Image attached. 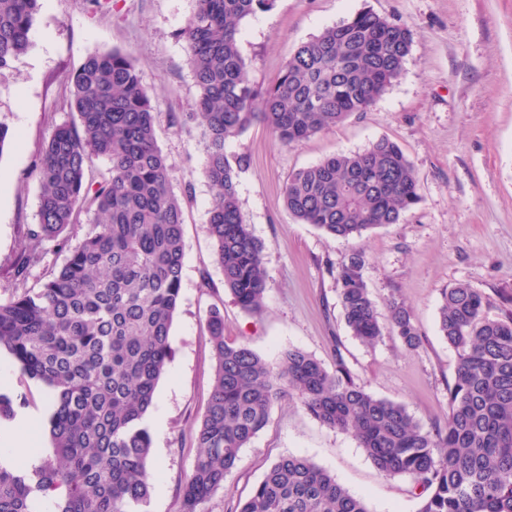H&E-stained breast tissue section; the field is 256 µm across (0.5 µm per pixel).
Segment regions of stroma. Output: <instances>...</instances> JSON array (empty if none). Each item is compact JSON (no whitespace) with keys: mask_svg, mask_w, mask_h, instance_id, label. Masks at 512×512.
Returning <instances> with one entry per match:
<instances>
[{"mask_svg":"<svg viewBox=\"0 0 512 512\" xmlns=\"http://www.w3.org/2000/svg\"><path fill=\"white\" fill-rule=\"evenodd\" d=\"M370 9L409 26L404 71L366 112L288 146L259 123L230 138L224 153L238 170L240 208L263 243L265 310L251 315L224 290L207 233L213 190L201 175L206 143L197 124L177 123L196 93L186 44L177 36L194 0H41L30 47L0 73V117L15 135L0 153V287L16 254L30 247L40 185V149L69 119L65 76L88 53L118 48L131 55L155 107L158 143L173 164L183 201L184 267L171 329L174 357L156 398L163 417L148 416L150 464L159 470L147 512H179L180 486L199 454L196 427L210 398L214 359L205 335L211 308L224 313L228 339L248 342L267 359L301 349L334 369L344 357L355 383L406 405L423 424H444L456 354L438 328L440 292L463 283L498 303L512 293V0H276L245 19L240 48L250 81L267 85L297 46L325 27ZM387 137L413 163L419 202L399 223L342 241L298 222L283 192L290 175L336 154ZM355 250L379 310L405 302L421 346L407 350L393 333L372 348L347 328L330 266ZM0 389L21 401L15 421L31 422L42 448L48 396L0 354ZM311 459L334 474L369 512H416L413 484L379 473L347 434L311 418L295 401L279 400L269 424L241 452L236 469L205 512H237L280 456Z\"/></svg>","mask_w":512,"mask_h":512,"instance_id":"stroma-1","label":"stroma"}]
</instances>
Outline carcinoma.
<instances>
[{
	"label": "carcinoma",
	"mask_w": 512,
	"mask_h": 512,
	"mask_svg": "<svg viewBox=\"0 0 512 512\" xmlns=\"http://www.w3.org/2000/svg\"><path fill=\"white\" fill-rule=\"evenodd\" d=\"M40 0H0V71L27 52ZM274 0H195L180 31L196 87L182 123L203 127L201 175L213 189L207 232L224 289L246 313L265 307L264 246L241 215L227 139L262 122L283 144L332 129L366 112L401 76L412 30L371 10L300 44L266 87L246 76L240 24ZM70 120L43 143L36 223L26 235L52 243L14 258L15 288L0 298V352L50 395L52 453L18 468L0 454V512H145L155 474L146 425L156 389L173 358L184 263V212L173 165L158 145L154 105L132 58L98 50L67 76ZM107 161L103 170L95 161ZM284 205L300 223L337 239L397 224L420 199L415 168L381 138L296 171ZM89 226L72 243L75 227ZM36 288L27 287L48 255ZM365 255L336 268L346 326L364 345L386 331L409 350L421 345L411 311L388 301V322L362 276ZM466 284L443 289L439 331L457 355L444 425L425 426L406 406L358 386L341 354L330 372L297 348L270 361L224 336L215 308L205 333L215 361L213 389L197 425L199 455L180 487V512L204 505L236 467L242 449L268 424L285 395L327 426L351 435L380 473L420 489L417 512H512V294L497 313ZM239 512H369L310 459L276 460Z\"/></svg>",
	"instance_id": "obj_1"
}]
</instances>
